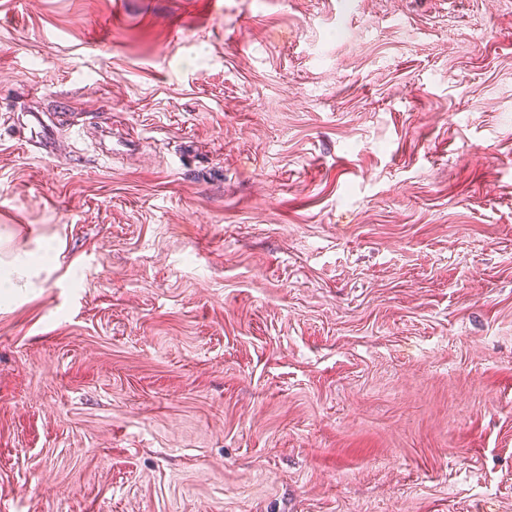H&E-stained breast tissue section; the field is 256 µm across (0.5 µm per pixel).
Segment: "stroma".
Here are the masks:
<instances>
[{
  "mask_svg": "<svg viewBox=\"0 0 512 512\" xmlns=\"http://www.w3.org/2000/svg\"><path fill=\"white\" fill-rule=\"evenodd\" d=\"M1 234L0 512H512V0H0ZM54 250L50 243H47L44 248V254L36 257L34 253L20 254L11 252L6 257L5 263L10 268V277L5 278L0 282V288H5L9 291L10 288H24L26 287L29 278L45 269L51 261V252Z\"/></svg>",
  "mask_w": 512,
  "mask_h": 512,
  "instance_id": "obj_1",
  "label": "stroma"
}]
</instances>
